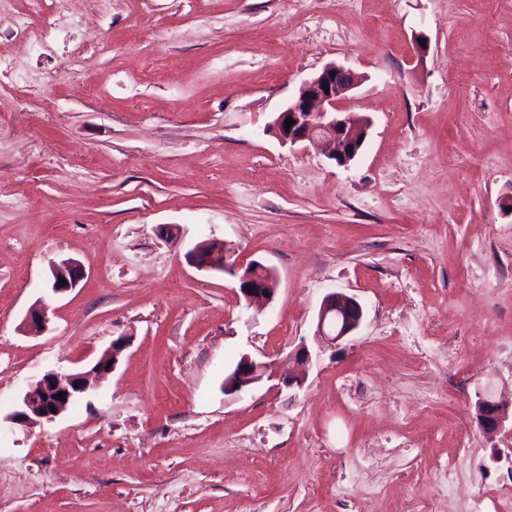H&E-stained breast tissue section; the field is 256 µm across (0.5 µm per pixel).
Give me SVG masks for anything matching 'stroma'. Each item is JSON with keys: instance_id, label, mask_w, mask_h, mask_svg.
<instances>
[{"instance_id": "obj_1", "label": "stroma", "mask_w": 512, "mask_h": 512, "mask_svg": "<svg viewBox=\"0 0 512 512\" xmlns=\"http://www.w3.org/2000/svg\"><path fill=\"white\" fill-rule=\"evenodd\" d=\"M34 23L47 53L0 37L29 90L0 95V512H470L474 493L502 496L512 430L486 433L476 404L512 395V0H72ZM329 62L363 75L347 107L372 121L347 167L269 130ZM207 239L276 272L268 306L189 263ZM66 259L85 277L56 296ZM333 291L365 315L327 345ZM119 338L114 370L56 421H8L45 373ZM302 343V386L225 393L242 355ZM454 455L444 496L434 473ZM83 277V270L75 261L62 260L50 264V290L53 294H62L72 290ZM60 278H65V285H60ZM48 311V306L43 301H38L32 305L24 319L25 329L34 331L33 335L45 331L50 322Z\"/></svg>"}]
</instances>
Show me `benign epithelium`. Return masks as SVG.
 I'll list each match as a JSON object with an SVG mask.
<instances>
[{
    "label": "benign epithelium",
    "mask_w": 512,
    "mask_h": 512,
    "mask_svg": "<svg viewBox=\"0 0 512 512\" xmlns=\"http://www.w3.org/2000/svg\"><path fill=\"white\" fill-rule=\"evenodd\" d=\"M362 82L363 76L349 68L335 62L325 64L300 84L294 97L270 124V132L283 144L292 146L308 142L324 151L337 165L349 166L361 153L372 125L368 117L344 107V102L351 98L352 92ZM325 83L329 84L327 91L323 88ZM289 117L294 124L287 128L285 121ZM188 260L199 270L227 273L238 278L239 290L249 302H268L275 296L276 289L270 287V283L252 275L238 277L241 267L230 260L227 251L224 252V259L218 262L199 244L188 253ZM83 277V270L75 261L62 260L50 264V290L56 295L75 288ZM62 278L65 279L63 285L60 284ZM363 318L364 307L357 298L330 292L320 304L315 336L324 342L335 343L353 335L360 328ZM49 322L48 306L38 301L29 308L24 327L37 334L45 331ZM124 348V339L119 338L87 371L63 376L54 372L46 373L24 395L19 407L10 415V420L27 429L55 421L91 389L92 381L105 377L114 369ZM309 360L310 352L304 342L275 369L269 363L257 362L243 355L237 368L236 382L224 383V392H240L266 376L278 377L290 387L299 386ZM508 408L509 404L503 400L491 401L479 397L477 416L480 427L487 433L502 429L509 417Z\"/></svg>",
    "instance_id": "7a95c632"
}]
</instances>
